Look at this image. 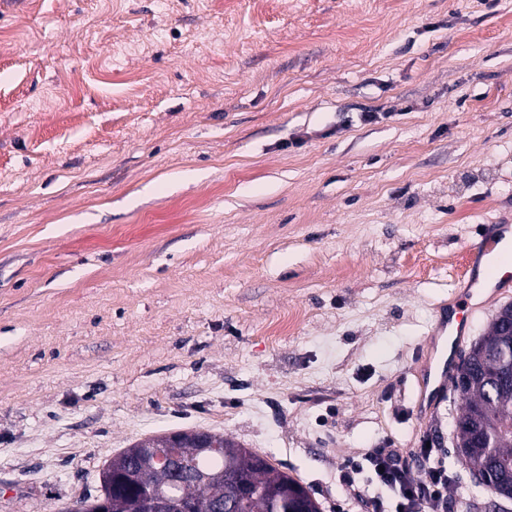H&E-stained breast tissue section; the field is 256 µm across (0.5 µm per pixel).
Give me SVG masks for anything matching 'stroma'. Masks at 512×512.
<instances>
[{
  "label": "stroma",
  "mask_w": 512,
  "mask_h": 512,
  "mask_svg": "<svg viewBox=\"0 0 512 512\" xmlns=\"http://www.w3.org/2000/svg\"><path fill=\"white\" fill-rule=\"evenodd\" d=\"M0 36V512L187 428L321 512H365L349 457L427 440L449 512L490 500L461 399L419 400L512 225V0H0Z\"/></svg>",
  "instance_id": "35a3bbf8"
}]
</instances>
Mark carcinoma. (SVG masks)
<instances>
[{"mask_svg":"<svg viewBox=\"0 0 512 512\" xmlns=\"http://www.w3.org/2000/svg\"><path fill=\"white\" fill-rule=\"evenodd\" d=\"M512 303L501 306L488 331L464 358L470 378L455 391L464 401L455 422L454 445L472 476L489 475L512 501ZM177 455L186 473L175 481L166 464L135 443L112 458L102 494L83 503L107 504V512H136L140 490L167 496L188 512H320L319 503L292 476L242 444L214 435L219 447L202 450L197 431L181 432Z\"/></svg>","mask_w":512,"mask_h":512,"instance_id":"obj_1","label":"carcinoma"}]
</instances>
